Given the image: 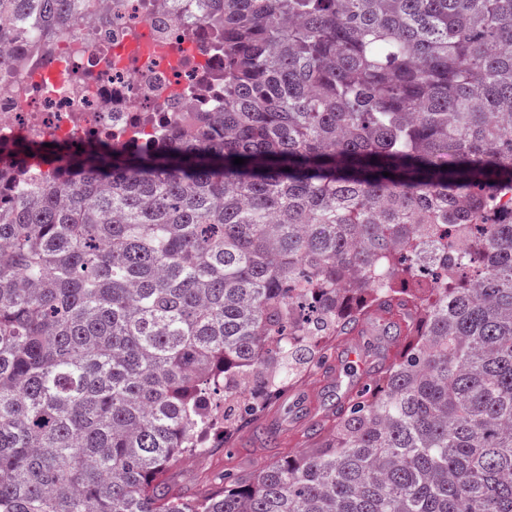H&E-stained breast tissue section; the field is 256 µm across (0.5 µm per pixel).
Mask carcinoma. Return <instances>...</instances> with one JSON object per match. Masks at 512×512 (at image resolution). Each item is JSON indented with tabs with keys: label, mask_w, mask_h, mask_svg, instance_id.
<instances>
[{
	"label": "carcinoma",
	"mask_w": 512,
	"mask_h": 512,
	"mask_svg": "<svg viewBox=\"0 0 512 512\" xmlns=\"http://www.w3.org/2000/svg\"><path fill=\"white\" fill-rule=\"evenodd\" d=\"M212 2L224 111L0 164V512H512V0ZM376 311L316 447L165 490Z\"/></svg>",
	"instance_id": "1"
}]
</instances>
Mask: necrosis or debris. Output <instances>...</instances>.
Wrapping results in <instances>:
<instances>
[{"label": "necrosis or debris", "instance_id": "necrosis-or-debris-1", "mask_svg": "<svg viewBox=\"0 0 512 512\" xmlns=\"http://www.w3.org/2000/svg\"><path fill=\"white\" fill-rule=\"evenodd\" d=\"M210 0H68V32L39 29L25 66L0 64V162L8 147L105 137L154 143L161 128L224 109V50Z\"/></svg>", "mask_w": 512, "mask_h": 512}]
</instances>
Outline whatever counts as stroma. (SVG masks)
<instances>
[{
  "label": "stroma",
  "mask_w": 512,
  "mask_h": 512,
  "mask_svg": "<svg viewBox=\"0 0 512 512\" xmlns=\"http://www.w3.org/2000/svg\"><path fill=\"white\" fill-rule=\"evenodd\" d=\"M400 332L396 317L377 313L361 321L353 335L330 340L322 364L310 368L246 421L231 442L213 439L209 451L177 461L165 476L169 492L184 499L201 498L224 474L251 473L309 448L317 429L332 430L337 405L360 393L375 377Z\"/></svg>",
  "instance_id": "obj_1"
}]
</instances>
